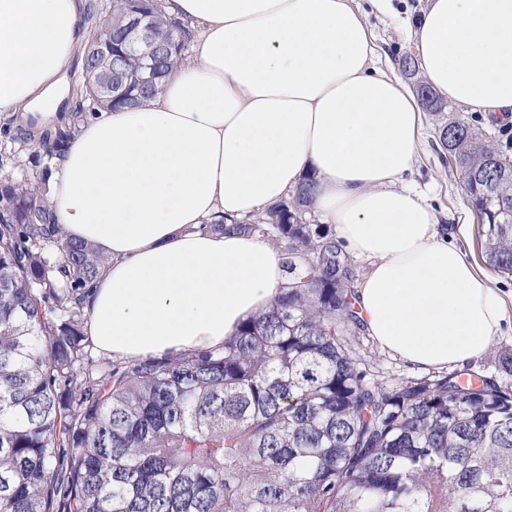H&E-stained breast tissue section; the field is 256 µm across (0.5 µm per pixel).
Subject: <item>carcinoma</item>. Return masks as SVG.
I'll return each mask as SVG.
<instances>
[{"label":"carcinoma","instance_id":"cac0c4a2","mask_svg":"<svg viewBox=\"0 0 512 512\" xmlns=\"http://www.w3.org/2000/svg\"><path fill=\"white\" fill-rule=\"evenodd\" d=\"M135 19L165 46L155 62L129 47ZM190 40L160 0H108L73 120L154 97ZM432 100L488 263L512 274V153ZM71 138L67 125L40 145L50 157ZM316 185L306 177L253 222L203 225L278 248L268 310L219 350L110 364L82 331L103 258L64 237L36 180H0V512H512V387L368 378L350 341L364 331L350 258L306 222Z\"/></svg>","mask_w":512,"mask_h":512}]
</instances>
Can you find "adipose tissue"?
<instances>
[{
	"label": "adipose tissue",
	"instance_id": "obj_1",
	"mask_svg": "<svg viewBox=\"0 0 512 512\" xmlns=\"http://www.w3.org/2000/svg\"><path fill=\"white\" fill-rule=\"evenodd\" d=\"M87 0H0V121L59 122L87 38ZM189 58L144 105L83 117L56 156L65 234L105 257L87 334L122 360L218 350L282 282L279 250L208 230L314 176L312 208L371 261L356 304L367 333L412 364L484 353L503 299L404 175L425 108L376 45L357 0H164ZM425 82L467 112L512 121V0H429L411 31Z\"/></svg>",
	"mask_w": 512,
	"mask_h": 512
}]
</instances>
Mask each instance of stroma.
<instances>
[{
	"label": "stroma",
	"instance_id": "1",
	"mask_svg": "<svg viewBox=\"0 0 512 512\" xmlns=\"http://www.w3.org/2000/svg\"><path fill=\"white\" fill-rule=\"evenodd\" d=\"M392 12L368 10L367 19L378 47L380 65L402 73V59L414 45L408 25L424 11L427 0H391ZM52 162L36 142L24 139L17 126L0 123V177L23 181L33 175L50 177ZM406 181L421 193L438 218L441 235L455 242L469 262L486 275L498 290L508 312L512 313V275L500 273L490 266L484 256L482 227L478 224L461 185L459 173L439 143L432 116H425L422 147ZM371 378L390 384L432 376L429 368L418 367L383 349L369 334L352 341ZM512 356V326L503 331L489 349L478 358L462 363V370L493 376L499 382L512 384V372L506 371L505 360Z\"/></svg>",
	"mask_w": 512,
	"mask_h": 512
}]
</instances>
